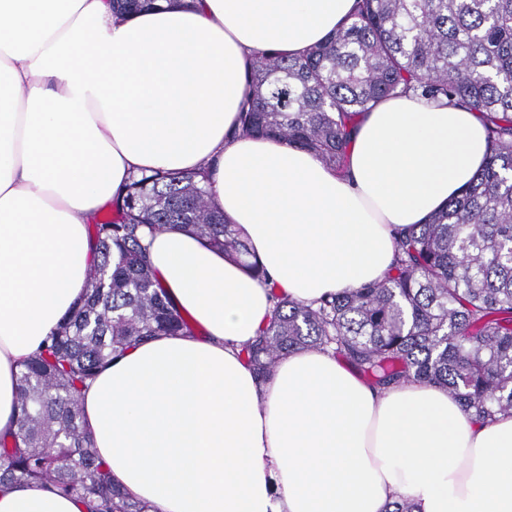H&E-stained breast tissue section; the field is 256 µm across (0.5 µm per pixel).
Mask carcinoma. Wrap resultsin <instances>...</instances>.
I'll list each match as a JSON object with an SVG mask.
<instances>
[{
	"instance_id": "1",
	"label": "carcinoma",
	"mask_w": 512,
	"mask_h": 512,
	"mask_svg": "<svg viewBox=\"0 0 512 512\" xmlns=\"http://www.w3.org/2000/svg\"><path fill=\"white\" fill-rule=\"evenodd\" d=\"M155 6L112 0L126 14ZM410 94L480 113L483 166L426 223L398 233L383 279L310 304L272 293V317L241 353L262 381L296 350H329L382 389L424 382L477 419L512 414V0H357L306 54L256 55L239 122L245 135L285 139L341 168L361 113ZM210 180L205 168L156 171L96 219L86 298L18 373L0 485L45 481L91 512H147L112 484L79 395L127 350L161 333H194L149 264L147 235L188 229L247 254L211 203Z\"/></svg>"
}]
</instances>
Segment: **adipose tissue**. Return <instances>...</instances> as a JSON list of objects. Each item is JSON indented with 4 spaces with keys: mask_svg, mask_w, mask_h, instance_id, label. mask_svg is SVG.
<instances>
[{
    "mask_svg": "<svg viewBox=\"0 0 512 512\" xmlns=\"http://www.w3.org/2000/svg\"><path fill=\"white\" fill-rule=\"evenodd\" d=\"M356 0H0V434L15 376L83 300L98 211L154 170L211 168L215 206L263 268L187 230L149 261L196 336L160 335L105 366L80 401L115 487L148 512H512V415L482 422L447 390H376L329 351L258 381L241 348L271 290L310 303L385 277L397 230L424 223L481 168L478 112L414 96L362 113L344 170L243 135L257 53L300 56ZM0 512H87L40 482Z\"/></svg>",
    "mask_w": 512,
    "mask_h": 512,
    "instance_id": "obj_1",
    "label": "adipose tissue"
}]
</instances>
